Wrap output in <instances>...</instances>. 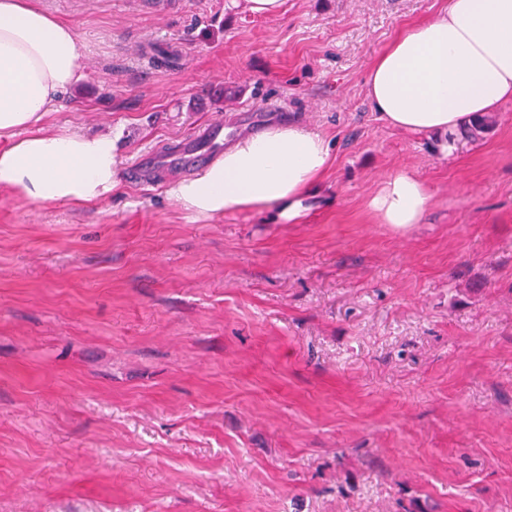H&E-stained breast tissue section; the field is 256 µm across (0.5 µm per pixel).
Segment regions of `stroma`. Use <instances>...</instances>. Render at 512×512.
Returning a JSON list of instances; mask_svg holds the SVG:
<instances>
[{
  "label": "stroma",
  "instance_id": "stroma-1",
  "mask_svg": "<svg viewBox=\"0 0 512 512\" xmlns=\"http://www.w3.org/2000/svg\"><path fill=\"white\" fill-rule=\"evenodd\" d=\"M42 4L85 45L46 130L112 133L124 171L255 118L331 158L287 221L191 215L165 172L96 204L0 188V512H512V101L473 141L365 91L448 0ZM402 170L421 223H374Z\"/></svg>",
  "mask_w": 512,
  "mask_h": 512
}]
</instances>
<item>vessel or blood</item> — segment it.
Masks as SVG:
<instances>
[{
	"label": "vessel or blood",
	"instance_id": "obj_1",
	"mask_svg": "<svg viewBox=\"0 0 512 512\" xmlns=\"http://www.w3.org/2000/svg\"><path fill=\"white\" fill-rule=\"evenodd\" d=\"M224 144L223 124H210L195 133L189 140L182 142L177 149L141 155L130 165L128 175L130 179L138 181L144 177L145 173L157 168L187 174L207 164L215 151Z\"/></svg>",
	"mask_w": 512,
	"mask_h": 512
}]
</instances>
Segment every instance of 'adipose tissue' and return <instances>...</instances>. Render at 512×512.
<instances>
[{
	"mask_svg": "<svg viewBox=\"0 0 512 512\" xmlns=\"http://www.w3.org/2000/svg\"><path fill=\"white\" fill-rule=\"evenodd\" d=\"M85 46L37 0H0V186L42 202H101L120 184L111 135L45 132L52 105L82 79ZM366 94L389 125L456 131L512 101V0H448L439 16L399 34L371 64ZM328 141L297 125L239 139L171 196L201 216L279 207L298 215L325 171ZM424 183L404 171L368 200L379 224L419 223Z\"/></svg>",
	"mask_w": 512,
	"mask_h": 512,
	"instance_id": "obj_1",
	"label": "adipose tissue"
}]
</instances>
